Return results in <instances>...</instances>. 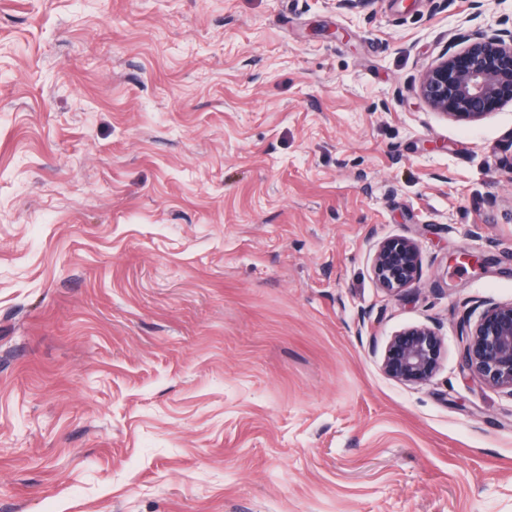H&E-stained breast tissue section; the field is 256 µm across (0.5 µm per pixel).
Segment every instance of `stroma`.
Listing matches in <instances>:
<instances>
[{"mask_svg":"<svg viewBox=\"0 0 512 512\" xmlns=\"http://www.w3.org/2000/svg\"><path fill=\"white\" fill-rule=\"evenodd\" d=\"M512 0H0V512H512V101L417 95ZM415 241L397 294L378 244ZM437 327L434 377L387 376ZM419 249L407 238L383 241L373 259V272L388 292H400L412 284L419 273ZM458 337L460 370L512 397V302H486L468 312L459 322ZM443 345V337L434 327L407 328L387 342L382 357L383 370L401 382L426 383L439 369Z\"/></svg>","mask_w":512,"mask_h":512,"instance_id":"stroma-1","label":"stroma"}]
</instances>
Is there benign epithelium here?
Listing matches in <instances>:
<instances>
[{
  "instance_id": "7a95c632",
  "label": "benign epithelium",
  "mask_w": 512,
  "mask_h": 512,
  "mask_svg": "<svg viewBox=\"0 0 512 512\" xmlns=\"http://www.w3.org/2000/svg\"><path fill=\"white\" fill-rule=\"evenodd\" d=\"M462 54L468 59L463 70L456 68L457 56L446 54L428 67L420 79L419 95L447 116L478 120L500 85L512 82V29L473 42ZM419 267L418 246L407 238L383 241L373 259L375 278L392 293L412 284ZM459 340L460 370L512 396V302H486L481 311L468 312L459 322ZM443 345V337L434 327L407 328L387 342L383 370L401 382L426 383L439 369Z\"/></svg>"
}]
</instances>
